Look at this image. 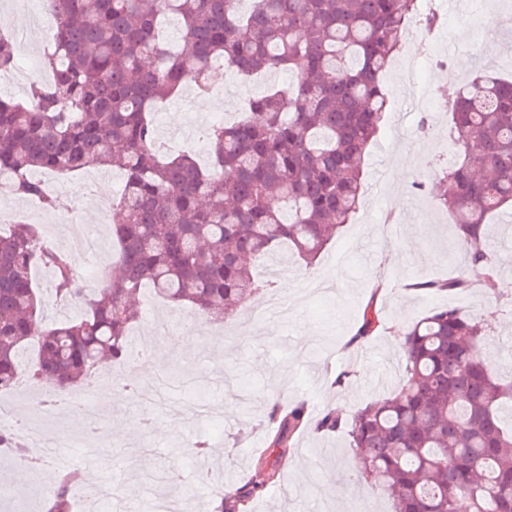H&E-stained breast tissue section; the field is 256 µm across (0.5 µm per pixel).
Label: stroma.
Returning <instances> with one entry per match:
<instances>
[{
    "label": "stroma",
    "instance_id": "stroma-1",
    "mask_svg": "<svg viewBox=\"0 0 512 512\" xmlns=\"http://www.w3.org/2000/svg\"><path fill=\"white\" fill-rule=\"evenodd\" d=\"M480 0H458L445 10L442 0H427L424 11L439 14L434 53L443 66L421 63V42L400 46L417 58L418 76L434 100L452 102L449 85H462L473 74L512 75V40L505 38L512 0L497 21L476 23ZM0 14L14 16L23 30L16 47L20 63H42L48 43L43 27L30 24L25 0H0ZM388 106L380 133L366 159L360 206L349 224L332 239L313 266L291 258L278 282L287 288L288 313L266 312L265 294L243 304L224 322L192 313L188 307L145 293L154 315L170 320L165 334H155L146 318L134 323L136 340L149 341L152 359L112 372V404L101 427L112 445L97 460L77 449L66 451L65 466L112 489V512H144L171 489H191L197 512H213L227 487L263 479L254 465L270 434L268 413L274 395L303 401L311 415L331 409L351 417L367 403L394 394L403 379L402 332L431 308L455 306L483 326L481 351L495 373L512 376V298L479 285L462 294H430L412 289L415 281L447 277L459 269L461 247L452 218L434 193H415L412 185L432 182L463 151L449 131L448 115L435 113L436 135L418 144L420 112L410 107L386 72ZM219 100L186 90L153 114L161 143L171 136L197 138L205 120L218 111ZM122 174L116 170L67 176L55 193L46 219L78 209L84 224L98 227L100 198L120 195ZM375 303L382 324L373 336L355 341L363 311ZM205 327L206 347L182 350L178 342ZM215 409L203 425L191 418L199 405ZM149 415L151 430L125 433L126 419ZM207 440L200 456L189 445ZM345 433L303 429L284 466L278 486L268 488L251 512H350L354 500L370 512H388L390 504L351 463ZM18 462L0 454V485L12 495L0 498V512H43L45 495L36 480H17Z\"/></svg>",
    "mask_w": 512,
    "mask_h": 512
}]
</instances>
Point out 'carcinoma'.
Returning <instances> with one entry per match:
<instances>
[{
  "label": "carcinoma",
  "instance_id": "cac0c4a2",
  "mask_svg": "<svg viewBox=\"0 0 512 512\" xmlns=\"http://www.w3.org/2000/svg\"><path fill=\"white\" fill-rule=\"evenodd\" d=\"M239 2L49 0L51 80L32 83L23 101L0 96V189L50 206L34 172L118 167L124 188L110 224L118 258L91 293L74 259L44 245L34 225L0 226V393L24 373L61 399L131 360L132 302L146 285L223 320L263 289L255 258L286 246L310 264L356 213L387 105L381 76L416 0H249L247 12ZM166 18L181 23L175 51L159 36ZM215 60L246 75L285 69L295 80L252 98L239 121L207 130L209 168L185 154L161 157L156 105L188 83L207 89ZM17 65L14 42L0 37V72ZM451 131L469 151L435 191L454 217L466 274L423 282L422 291L500 280L486 216L512 206V81L483 75L464 84ZM274 196L285 210L270 206ZM36 267L52 272L57 299L82 307L76 318L42 322ZM380 325L367 306L357 338ZM33 341L37 356L25 368ZM402 348L397 393L349 421L327 410L316 430L346 433L361 476L385 491L391 512H512V380L481 355L478 326L457 308L436 307L403 332ZM269 421L275 433L256 459L266 482L224 494L213 512H250L280 483L308 407L276 397ZM0 453L26 458L1 431ZM81 479L78 469L59 471L47 512H72Z\"/></svg>",
  "mask_w": 512,
  "mask_h": 512
}]
</instances>
